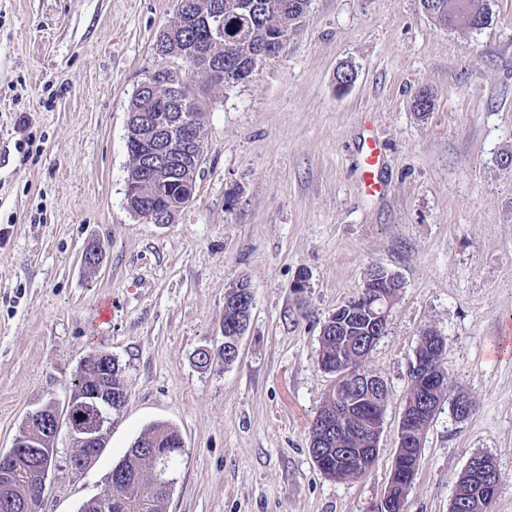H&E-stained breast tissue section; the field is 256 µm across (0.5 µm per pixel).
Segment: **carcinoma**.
I'll list each match as a JSON object with an SVG mask.
<instances>
[{"instance_id": "1", "label": "carcinoma", "mask_w": 512, "mask_h": 512, "mask_svg": "<svg viewBox=\"0 0 512 512\" xmlns=\"http://www.w3.org/2000/svg\"><path fill=\"white\" fill-rule=\"evenodd\" d=\"M458 0H422L423 7L444 27L463 25L472 30L484 28L491 19L488 8L481 0H467L470 6L468 21L461 22L457 8L449 2ZM194 14L192 23L183 24L173 20L156 37L155 46L166 50L165 57L184 59V51L190 45L199 46L207 39L205 18L214 10L218 0H187ZM278 0H224V86L229 87L247 81L251 69V54L255 48L276 37V32L290 29L306 15L311 0H289L291 8L286 13L276 8ZM193 70L180 67H164L154 71L156 79H171L182 87L181 99L174 108L161 101L151 100V95L136 92L129 107L127 150L135 149L138 137L146 133L156 120L171 124L177 122L178 114L190 115L195 119L197 131H202V106L200 97L203 90L193 84ZM130 166L127 179L136 182L139 192L147 198H133L129 208L133 211L145 201L162 210L181 211L182 204L194 193L202 160L185 168L176 178L163 175L147 177L143 175L137 156L129 154ZM351 329L340 325H326L321 336L320 357L333 360L336 351L347 356L360 355V346L367 336L376 332L373 324L364 318L350 322ZM112 391V395H123L126 387L122 379V368L112 362V371L104 369V363H94L87 357L72 383L73 407L67 415L74 416L75 426L89 427L97 416V410L111 414L117 407H109L103 398H94L92 393ZM382 395L370 398L360 395V401L352 407L359 419L371 416V409L378 408L377 400ZM349 452L361 460L353 472V477L366 475L373 467L375 459L370 457V449L353 440H347ZM183 448L180 432L168 423H155L148 427L128 448L122 460L108 475L107 488L112 490V512H166L170 487L153 485V477L147 475L150 468L162 463L173 467L176 456ZM332 445L320 438H312L310 451L315 461L325 460L336 465V455L330 453ZM37 478L31 474L21 475L6 493H0V512H25L28 497L37 490ZM482 492V478L470 471L460 475L451 505V512H475L472 503Z\"/></svg>"}]
</instances>
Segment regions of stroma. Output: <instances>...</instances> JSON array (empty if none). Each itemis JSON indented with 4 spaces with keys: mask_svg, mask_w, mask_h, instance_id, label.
<instances>
[{
    "mask_svg": "<svg viewBox=\"0 0 512 512\" xmlns=\"http://www.w3.org/2000/svg\"><path fill=\"white\" fill-rule=\"evenodd\" d=\"M484 2L491 21L475 31L439 25L420 0H312L276 59L205 92L194 196L152 224L126 204L128 109L169 64L154 43L177 0H0V451L28 412L66 401L91 353L112 355L128 393L88 468L56 437L41 512L101 495L157 422L184 442L167 512H373L426 329L475 410L460 421L440 404L405 512H449L478 453L499 473L490 512H512V359L490 355L512 324V0ZM369 138L375 195L360 182ZM376 266L403 283L364 363L389 399L373 468L338 481L309 451L333 383L321 330ZM241 281L253 306L239 357L200 367ZM366 157L361 175L366 192L375 194L383 189V183L379 173L380 148L376 141L367 139L364 143Z\"/></svg>",
    "mask_w": 512,
    "mask_h": 512,
    "instance_id": "stroma-1",
    "label": "stroma"
}]
</instances>
